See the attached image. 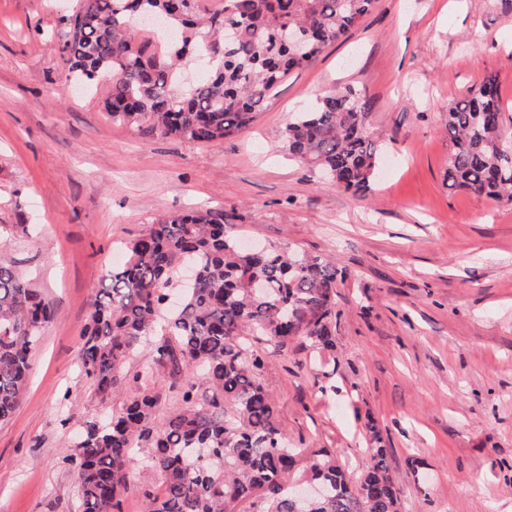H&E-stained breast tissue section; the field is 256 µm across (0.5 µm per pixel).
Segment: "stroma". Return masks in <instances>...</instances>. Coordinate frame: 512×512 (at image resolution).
<instances>
[{
  "instance_id": "stroma-1",
  "label": "stroma",
  "mask_w": 512,
  "mask_h": 512,
  "mask_svg": "<svg viewBox=\"0 0 512 512\" xmlns=\"http://www.w3.org/2000/svg\"><path fill=\"white\" fill-rule=\"evenodd\" d=\"M78 0H0V252L55 309L0 425V512H78L65 456L121 408L79 368L90 303L162 215L238 213L240 238L342 270L336 348L259 344L284 432L366 467L374 421L402 512H512V204L451 190L445 114L498 78L512 115V0H374L346 41L292 73L245 132L146 137L106 119L109 80L65 81L61 15ZM350 85L387 159L360 199L289 156L295 113Z\"/></svg>"
}]
</instances>
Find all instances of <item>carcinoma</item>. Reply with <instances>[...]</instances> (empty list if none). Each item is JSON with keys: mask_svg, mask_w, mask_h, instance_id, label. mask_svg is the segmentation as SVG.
Returning <instances> with one entry per match:
<instances>
[{"mask_svg": "<svg viewBox=\"0 0 512 512\" xmlns=\"http://www.w3.org/2000/svg\"><path fill=\"white\" fill-rule=\"evenodd\" d=\"M80 0L60 47L65 79L110 78L104 111L147 132L212 143L247 129L292 71L313 63L370 12L374 0ZM140 13L175 22L162 41L134 30ZM208 40L210 73L179 88V61ZM369 103L352 87L298 112L282 132L288 152L337 188L366 191L381 161L367 128ZM448 188L512 203V116L490 77L446 114ZM237 220L200 207L167 215L128 247L91 303L81 369L107 398L127 390L108 421L82 423L69 461L78 471L79 512H123L131 492L143 512H399L387 449H373L353 480L337 450L288 444L265 361L251 349L283 350L299 339L321 353L336 347L338 269L320 256L244 248ZM52 318L38 289L0 255V422L17 408L29 353ZM163 386L128 379L125 364L146 338ZM179 407L160 416L163 398ZM142 464L147 476L131 484ZM313 482L323 497L304 503L292 485Z\"/></svg>", "mask_w": 512, "mask_h": 512, "instance_id": "carcinoma-1", "label": "carcinoma"}]
</instances>
